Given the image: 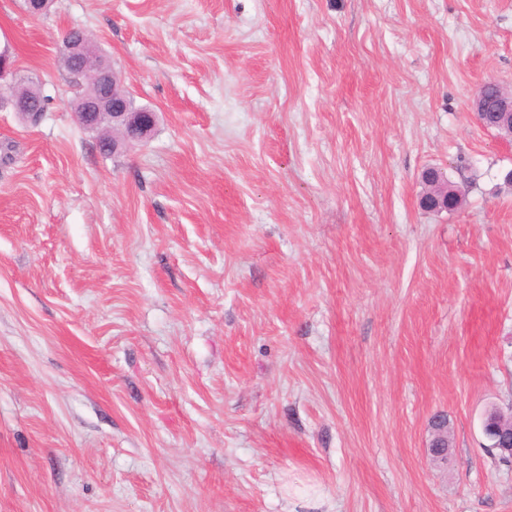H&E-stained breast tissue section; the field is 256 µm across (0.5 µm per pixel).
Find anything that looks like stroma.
Segmentation results:
<instances>
[{"label":"stroma","mask_w":512,"mask_h":512,"mask_svg":"<svg viewBox=\"0 0 512 512\" xmlns=\"http://www.w3.org/2000/svg\"><path fill=\"white\" fill-rule=\"evenodd\" d=\"M74 29L147 140L78 124ZM0 48L48 98L0 110V512H512V142L470 108L512 0H0ZM421 182L425 191L421 195L420 205L427 211L442 212L461 205L459 192L452 188L442 168L428 167L421 173ZM480 427L483 437L488 443H491L501 456L512 458V431L508 428V433L503 428L499 419L498 408L487 409L480 421Z\"/></svg>","instance_id":"1"}]
</instances>
